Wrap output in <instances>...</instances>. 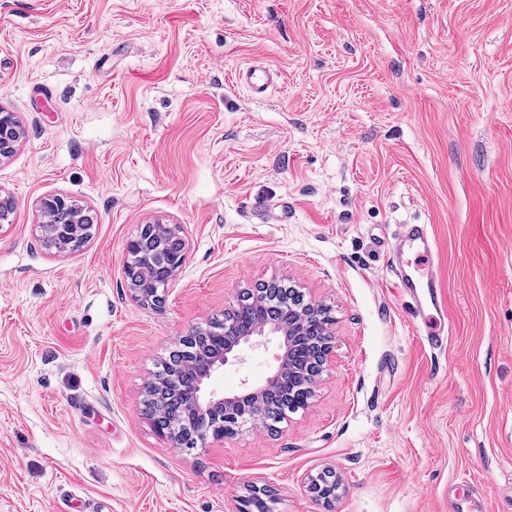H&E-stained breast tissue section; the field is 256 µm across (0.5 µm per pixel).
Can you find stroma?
<instances>
[{"instance_id":"obj_1","label":"stroma","mask_w":512,"mask_h":512,"mask_svg":"<svg viewBox=\"0 0 512 512\" xmlns=\"http://www.w3.org/2000/svg\"><path fill=\"white\" fill-rule=\"evenodd\" d=\"M252 65L265 92L235 80ZM0 107L24 128L0 162V512H238L255 484L273 512H448L452 489L512 512V0H0ZM47 194L91 218L79 250L45 247ZM157 222L187 257L156 308L123 264ZM402 224L435 240L441 354L392 286ZM274 278L335 319L307 408L158 437L157 364Z\"/></svg>"}]
</instances>
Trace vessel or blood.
Segmentation results:
<instances>
[{
  "instance_id": "b4317fda",
  "label": "vessel or blood",
  "mask_w": 512,
  "mask_h": 512,
  "mask_svg": "<svg viewBox=\"0 0 512 512\" xmlns=\"http://www.w3.org/2000/svg\"><path fill=\"white\" fill-rule=\"evenodd\" d=\"M408 248L420 254V261L416 266L412 267L400 261L404 250ZM388 249L397 259L393 282L397 293L413 305L429 348L444 350L448 344V337L441 326L445 317L446 302L439 289L432 264L434 242L428 225H405L396 241L389 244Z\"/></svg>"
}]
</instances>
